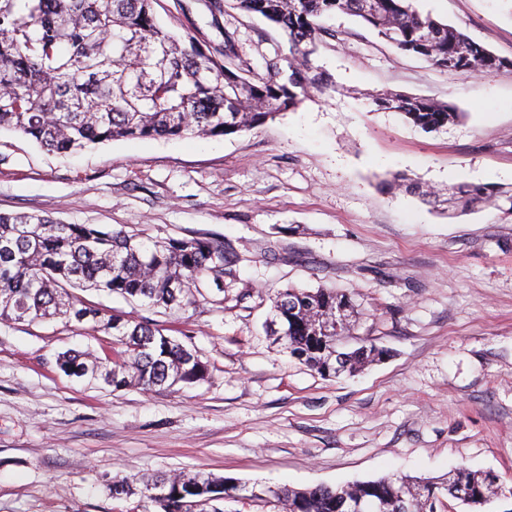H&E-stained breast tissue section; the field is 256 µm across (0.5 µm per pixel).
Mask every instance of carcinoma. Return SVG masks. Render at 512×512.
<instances>
[{"instance_id": "cac0c4a2", "label": "carcinoma", "mask_w": 512, "mask_h": 512, "mask_svg": "<svg viewBox=\"0 0 512 512\" xmlns=\"http://www.w3.org/2000/svg\"><path fill=\"white\" fill-rule=\"evenodd\" d=\"M154 0H0V130L19 131L56 153L120 139L220 137L264 125L296 108L327 84L311 55L325 32L322 19L356 17L398 49L450 73L492 72L494 54L453 26L419 11L414 0H234L241 10L278 26L288 37L286 67L245 76L233 64V34L224 33V59L184 40L157 21ZM376 105L424 132L464 113L431 98L384 91ZM381 186L429 204L440 193L398 174ZM448 207L493 208L512 214V189L458 186ZM231 248L203 238L145 241L94 224H62L38 214L0 213V321L92 322L112 331L120 352L102 359L69 349L57 365L70 377L112 390L170 389L204 379L207 367L192 350L144 321L105 317L75 288L119 293L153 308L184 311L202 286L224 291ZM359 315L351 295L334 288L288 287L272 297L273 333L299 364L322 376L354 372L375 358L374 345L348 349L344 337ZM142 486L159 512H193L224 498V481L201 471L140 476L112 484V496ZM502 488L492 473L459 467L437 480L384 477L336 488L288 490L289 512H344L360 495L377 512H423L421 494H446L471 507Z\"/></svg>"}]
</instances>
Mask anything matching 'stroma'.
I'll return each mask as SVG.
<instances>
[{"label": "stroma", "mask_w": 512, "mask_h": 512, "mask_svg": "<svg viewBox=\"0 0 512 512\" xmlns=\"http://www.w3.org/2000/svg\"><path fill=\"white\" fill-rule=\"evenodd\" d=\"M210 0H157L160 24L210 51L234 33L265 74L283 31ZM512 61V0H416ZM312 63L334 88L265 125L219 138H151L52 153L0 131V213L97 224L146 240L230 244L223 291L171 314L118 294L81 297L149 320L196 352L204 380L160 391L94 388L58 353L111 356L91 323H0V512H157L113 482L201 470L249 485L336 487L437 478L464 466L512 488V215L448 216L380 189L395 172L444 189L512 186V74H451L338 14ZM437 98L462 119L426 133L379 109L383 90ZM295 284L351 291L354 340L386 349L352 376L324 377L284 352L268 296Z\"/></svg>", "instance_id": "35a3bbf8"}]
</instances>
